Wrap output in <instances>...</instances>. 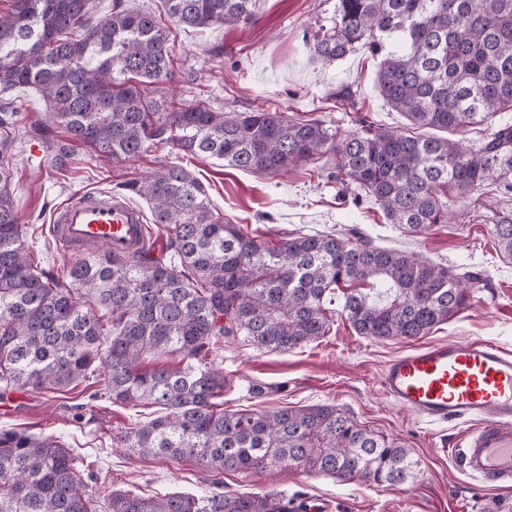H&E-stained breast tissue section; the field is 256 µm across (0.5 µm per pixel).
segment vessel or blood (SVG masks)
<instances>
[{"label":"vessel or blood","mask_w":512,"mask_h":512,"mask_svg":"<svg viewBox=\"0 0 512 512\" xmlns=\"http://www.w3.org/2000/svg\"><path fill=\"white\" fill-rule=\"evenodd\" d=\"M50 230L64 249L92 246L112 255L141 247L147 227L142 211L124 196L79 191L56 209ZM381 389L426 421L466 424L465 469L512 487V355L488 343L425 346L391 360Z\"/></svg>","instance_id":"1"}]
</instances>
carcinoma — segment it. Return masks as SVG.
<instances>
[{"mask_svg": "<svg viewBox=\"0 0 512 512\" xmlns=\"http://www.w3.org/2000/svg\"><path fill=\"white\" fill-rule=\"evenodd\" d=\"M178 25L256 22L259 0H162ZM377 60L381 97L410 125L459 129L512 112V0H337L310 56L331 62L357 48ZM167 31L155 15L123 8L95 18L92 0H13L0 15V92L32 87L47 112L19 131L15 101L0 100V387L63 391L91 377L114 402L165 413L120 436L141 456L195 458L217 471L292 470L399 484L420 462L410 449L333 405L226 413L223 371L207 363L217 344L243 337L288 352L327 335L336 291L360 336L408 340L469 305L481 274L380 248L357 231L297 230L270 246L212 206L180 165L160 168L130 190L151 204L169 238L165 251L92 253L47 270L31 258L17 216L11 158L21 134L65 171L70 138L102 158L134 157L154 143L209 156L243 172L274 175L332 153L382 209L387 223L422 235L453 218L451 197L487 181L512 193V124L476 154L448 138L364 125L336 140L319 121L282 112H216L202 101L178 107L154 97L173 80ZM512 256V214L494 221ZM177 355L183 367L144 370L145 355ZM283 492L241 496L106 495L103 512H304ZM0 512H98L70 449L52 436L0 430Z\"/></svg>", "mask_w": 512, "mask_h": 512, "instance_id": "obj_1", "label": "carcinoma"}]
</instances>
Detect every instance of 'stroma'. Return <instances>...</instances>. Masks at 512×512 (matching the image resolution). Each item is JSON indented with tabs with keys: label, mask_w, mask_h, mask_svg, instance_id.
I'll return each mask as SVG.
<instances>
[{
	"label": "stroma",
	"mask_w": 512,
	"mask_h": 512,
	"mask_svg": "<svg viewBox=\"0 0 512 512\" xmlns=\"http://www.w3.org/2000/svg\"><path fill=\"white\" fill-rule=\"evenodd\" d=\"M336 9V0H260L250 25L206 29L172 27L174 79L171 102L207 101L214 110L248 112L262 107L301 119L326 121L340 132L362 121L408 130L407 120L376 89L377 64L361 49L325 65L310 61L305 43ZM350 89L356 104L340 105L337 91ZM64 172L51 168L40 142L19 139L12 158L15 206L25 226L34 262L60 268L73 261L49 233L57 205L78 190L122 193L129 182L176 163L204 185L214 208L260 240L274 244L294 229L312 234L357 229L376 246L421 254L451 268L481 273L469 305L426 335L403 341L359 336L346 317L335 316L327 336L277 354L247 342H225L213 355L225 378L224 409L276 410L328 404L361 424L411 448L421 463L418 477L404 484H373L295 470L276 473L213 471L195 459L142 457L113 440L157 415L152 406H123L89 380L65 392L19 397L0 411V429H22L60 437L76 458L95 497L115 489L144 497L174 492L202 494L213 488L248 494L284 492L324 503L329 512H483L501 488L469 474L458 443L464 427L455 421L431 425L392 405L380 378L399 354L451 341L489 342L512 354V257L499 250L490 220L512 209V199L485 186L456 200L457 219L416 237L388 224L381 209L356 184L336 180L332 154L277 175H255L225 167L222 160L185 154L155 144L132 157L104 159L89 147L72 146Z\"/></svg>",
	"instance_id": "stroma-1"
}]
</instances>
